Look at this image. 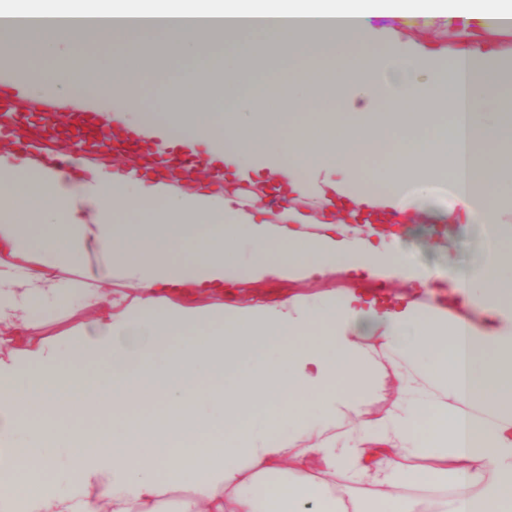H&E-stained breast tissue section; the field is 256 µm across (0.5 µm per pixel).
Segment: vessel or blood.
Masks as SVG:
<instances>
[{
	"label": "vessel or blood",
	"mask_w": 512,
	"mask_h": 512,
	"mask_svg": "<svg viewBox=\"0 0 512 512\" xmlns=\"http://www.w3.org/2000/svg\"><path fill=\"white\" fill-rule=\"evenodd\" d=\"M0 141L23 149L37 143L32 160L51 167L62 163L67 148L79 150L81 169L107 170L113 158H122L132 169L142 170L169 181L180 172L192 183L199 168L212 173L215 184L224 182V164L203 146L162 144L147 128H131L117 113L93 105L79 96L60 99L48 96L40 107H32L14 81L0 80Z\"/></svg>",
	"instance_id": "vessel-or-blood-1"
}]
</instances>
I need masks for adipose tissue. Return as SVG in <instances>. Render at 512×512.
<instances>
[{
  "instance_id": "1",
  "label": "adipose tissue",
  "mask_w": 512,
  "mask_h": 512,
  "mask_svg": "<svg viewBox=\"0 0 512 512\" xmlns=\"http://www.w3.org/2000/svg\"><path fill=\"white\" fill-rule=\"evenodd\" d=\"M129 15L106 33L115 47L136 40L169 49L191 67L167 80L151 131L205 145L246 173L253 162V104L269 83L301 96L311 89L287 69L231 103L232 121L205 113L172 120L169 104L253 67L243 34L276 54L316 52L305 68L330 72L337 111L273 136L268 171L286 186L278 214L243 210L212 186L161 184L125 165L93 171L73 188L62 169L0 160V245L11 256L59 268L88 249L107 255L95 279L112 275L144 293L118 318L72 338V354L105 370L63 369L52 344L24 341L11 322L30 289L0 280V512H512V49L480 52L478 30L512 28V0H120ZM36 21L0 31V65L19 48L44 56L85 35L31 0ZM447 17L446 44L367 36L371 17ZM137 62L90 60L81 82L69 71L35 78L34 97L102 90L130 98ZM380 153L379 163L358 159ZM438 182L456 191L436 221L481 225L487 245L465 272L446 280L411 267L394 225L427 218L423 193ZM373 212L366 232L346 214ZM41 227L25 234L17 213ZM189 256L171 259L173 246ZM399 276L415 295L360 288L306 303L227 306L219 313L170 303V296L220 292L344 273ZM219 320L215 332L201 325ZM216 386L198 396L197 367ZM397 399L369 417L385 379ZM165 402L152 418H128L121 434L74 435L64 459L37 458L16 444L26 411L100 404L134 395ZM218 413L212 432L201 406ZM179 449L172 458L171 449ZM69 488L51 492L46 479Z\"/></svg>"
}]
</instances>
